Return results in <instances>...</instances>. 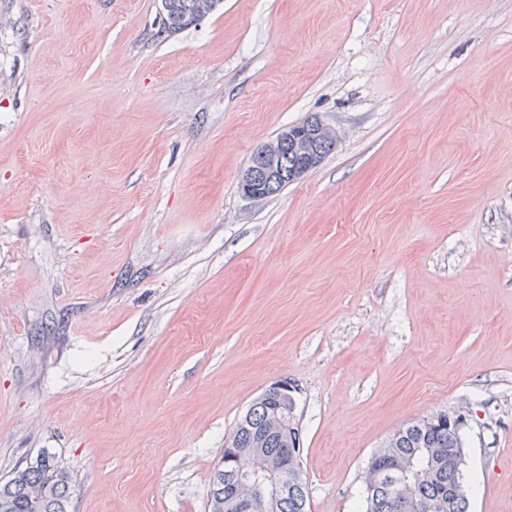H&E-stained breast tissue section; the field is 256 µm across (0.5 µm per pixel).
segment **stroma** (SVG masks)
<instances>
[{"label":"stroma","instance_id":"1","mask_svg":"<svg viewBox=\"0 0 512 512\" xmlns=\"http://www.w3.org/2000/svg\"><path fill=\"white\" fill-rule=\"evenodd\" d=\"M315 116L277 195L252 154ZM295 383L309 512L463 412L468 512H512V0H0V481L208 512L238 417ZM200 8L201 0H164V4H162L164 28L167 32L176 33L187 28L189 25L199 23L208 15L204 14L203 9L201 12L202 16H197L191 22L190 20L199 14ZM309 125L305 128L295 130H285L282 135L279 133L273 140L262 145L251 157L248 167L242 174L240 189L242 194L249 199L260 200L270 195L276 186L288 179L290 171L296 168L300 156L303 164L294 170L290 180H299L309 171L316 168L321 158L324 159L333 149L329 146L323 153V148L333 142L335 145L338 140L336 130L324 124L319 118H307L299 123ZM280 135V136H279ZM289 147L290 151L285 150L282 155L283 166L288 168V173L281 167L278 158L281 152Z\"/></svg>","mask_w":512,"mask_h":512}]
</instances>
